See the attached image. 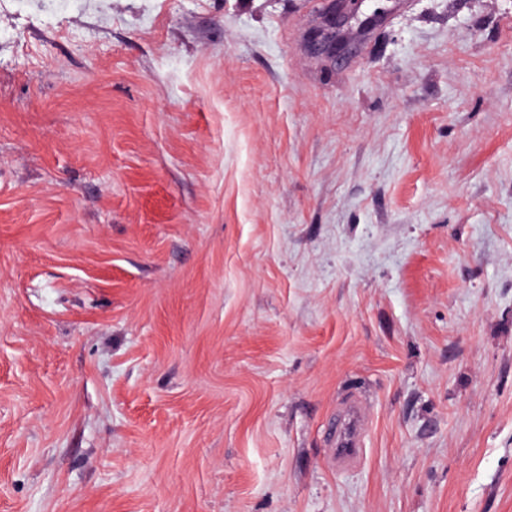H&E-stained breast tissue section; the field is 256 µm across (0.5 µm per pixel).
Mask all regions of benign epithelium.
<instances>
[{"label":"benign epithelium","mask_w":512,"mask_h":512,"mask_svg":"<svg viewBox=\"0 0 512 512\" xmlns=\"http://www.w3.org/2000/svg\"><path fill=\"white\" fill-rule=\"evenodd\" d=\"M316 19L305 32L302 48L310 55L334 62L357 52L366 38L386 14L379 6L372 14L360 17L362 0H314Z\"/></svg>","instance_id":"obj_1"}]
</instances>
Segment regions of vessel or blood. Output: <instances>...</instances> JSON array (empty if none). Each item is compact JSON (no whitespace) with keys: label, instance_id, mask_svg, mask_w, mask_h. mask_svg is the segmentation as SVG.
Listing matches in <instances>:
<instances>
[{"label":"vessel or blood","instance_id":"1","mask_svg":"<svg viewBox=\"0 0 512 512\" xmlns=\"http://www.w3.org/2000/svg\"><path fill=\"white\" fill-rule=\"evenodd\" d=\"M368 413L362 397L348 399L336 412L329 459L333 466L346 468L364 455Z\"/></svg>","mask_w":512,"mask_h":512}]
</instances>
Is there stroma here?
Masks as SVG:
<instances>
[{
  "mask_svg": "<svg viewBox=\"0 0 512 512\" xmlns=\"http://www.w3.org/2000/svg\"><path fill=\"white\" fill-rule=\"evenodd\" d=\"M387 6L0 0V512H512V0ZM315 22L305 32L302 48L310 55L324 61L355 55L359 42L366 38L386 14L378 6L372 14L360 19L362 0H314ZM358 28L353 37L349 31L353 23ZM368 423L366 404L361 396L351 397L337 410L329 448L333 466L346 468L363 457Z\"/></svg>",
  "mask_w": 512,
  "mask_h": 512,
  "instance_id": "obj_1",
  "label": "stroma"
}]
</instances>
